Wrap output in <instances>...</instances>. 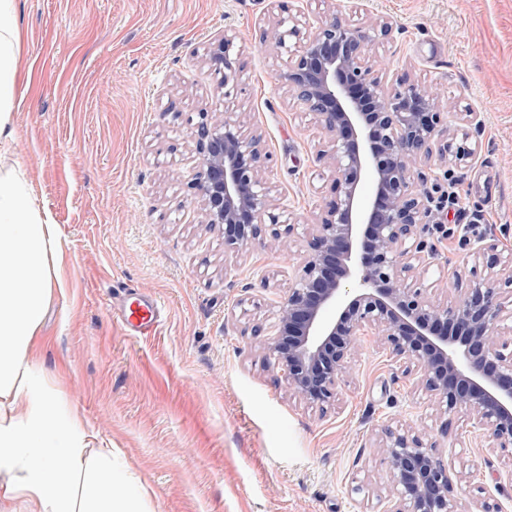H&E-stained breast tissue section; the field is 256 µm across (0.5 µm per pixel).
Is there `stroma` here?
<instances>
[{
	"mask_svg": "<svg viewBox=\"0 0 512 512\" xmlns=\"http://www.w3.org/2000/svg\"><path fill=\"white\" fill-rule=\"evenodd\" d=\"M285 6L309 31L335 8L355 22L392 17L396 30L375 47L387 85L436 83L451 127L481 115L475 159L432 167L428 189L455 187L449 224L480 217L486 228L464 240L426 230L437 256L422 288L439 293L452 267L469 280L479 242L512 249V0H19L32 80L17 87V138L0 161L26 168L57 227L62 271L42 362L65 366L62 400L94 447L149 487L145 512H382L373 431L436 426L427 396L372 337L322 410L289 398L248 331L274 327L306 226L336 198L314 120L279 81L288 53L254 47ZM228 27L243 89L230 100L203 61ZM203 110L247 113L262 132L280 221L295 227L292 255L269 246L225 268L224 237L203 225L191 189L189 120ZM123 286L160 301L154 334L125 335L112 308ZM438 444L463 499L481 494L512 512V484L495 479L512 460L476 447L466 414Z\"/></svg>",
	"mask_w": 512,
	"mask_h": 512,
	"instance_id": "stroma-1",
	"label": "stroma"
}]
</instances>
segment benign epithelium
I'll list each match as a JSON object with an SVG mask.
<instances>
[{"mask_svg":"<svg viewBox=\"0 0 512 512\" xmlns=\"http://www.w3.org/2000/svg\"><path fill=\"white\" fill-rule=\"evenodd\" d=\"M393 27L389 16L354 23L334 10L313 32L289 13L260 33V49L293 55L281 85L313 116L316 157L330 160L336 200L307 225L301 272L278 302L275 336L261 324L250 333L283 373L289 397L320 408L339 400L359 337L372 336L427 394L441 436L464 412L484 447L512 460V329L504 330L512 320V255L503 257L496 243L481 246L484 271L472 270L467 286L448 273L446 287L457 291L451 300L405 284L435 256L422 239L426 170L472 161L479 143L471 130L482 120L463 112L459 125L440 127L436 85L407 76L385 84L372 47ZM236 40L226 28L205 53L226 99L240 91ZM191 139L198 160L191 188L202 223L224 230L225 252L247 255L269 240L291 249L294 225H281L276 213L262 133L240 115L201 112ZM375 447L386 463L385 512H501L489 498L462 505L456 474L426 430L385 425Z\"/></svg>","mask_w":512,"mask_h":512,"instance_id":"7a95c632","label":"benign epithelium"}]
</instances>
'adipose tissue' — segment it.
Segmentation results:
<instances>
[{
	"label": "adipose tissue",
	"instance_id": "adipose-tissue-1",
	"mask_svg": "<svg viewBox=\"0 0 512 512\" xmlns=\"http://www.w3.org/2000/svg\"><path fill=\"white\" fill-rule=\"evenodd\" d=\"M17 0H0V152L15 140L21 76ZM55 228L27 172L0 166V512H142L149 491L92 445L77 410L64 409L39 363L41 326L58 276Z\"/></svg>",
	"mask_w": 512,
	"mask_h": 512
}]
</instances>
